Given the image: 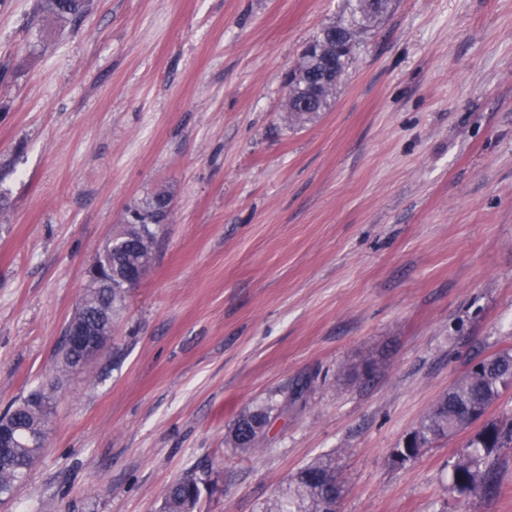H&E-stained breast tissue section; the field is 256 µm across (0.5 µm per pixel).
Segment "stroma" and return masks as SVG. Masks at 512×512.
Returning <instances> with one entry per match:
<instances>
[{
	"label": "stroma",
	"instance_id": "1",
	"mask_svg": "<svg viewBox=\"0 0 512 512\" xmlns=\"http://www.w3.org/2000/svg\"><path fill=\"white\" fill-rule=\"evenodd\" d=\"M0 0V412L58 380L45 446L0 512H262L331 459L337 512H512L461 496L465 428L391 453L474 362L512 351V0H391L330 106L288 74L349 0H92L56 23ZM172 211L113 340L59 375L106 239ZM272 407L259 450L245 409ZM272 408L256 407L242 412L230 434V441L235 448L256 451L265 439L264 427L268 425ZM188 474L172 483L163 495L161 512H194L201 494V487Z\"/></svg>",
	"mask_w": 512,
	"mask_h": 512
}]
</instances>
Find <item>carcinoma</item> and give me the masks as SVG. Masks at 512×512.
Returning <instances> with one entry per match:
<instances>
[{
  "mask_svg": "<svg viewBox=\"0 0 512 512\" xmlns=\"http://www.w3.org/2000/svg\"><path fill=\"white\" fill-rule=\"evenodd\" d=\"M372 6L371 2L354 0L352 16L359 17V20L353 24L361 26L363 22L387 12L389 0H383V7L378 11H371ZM88 7L87 0H40L38 5L42 14L57 22L76 17L86 12ZM317 71L318 67H311L309 86L294 89L298 106L289 109V114L297 120L323 111L336 90L332 85L325 90L313 91L311 86L317 82ZM163 195L165 192H157L143 210L134 212L133 220L141 225V232L131 231L112 252L105 256L97 254L95 262L105 260L112 265H131L151 261L157 246V234L152 225L163 221L157 215L159 197ZM126 297L127 291L123 288L91 285L84 291L76 318L92 322L96 306L103 305L111 309L112 320L115 321ZM59 354L64 370L86 363L82 351L65 340L61 341ZM484 364L489 366V370H481L476 365L448 389L411 432L413 441H406L403 447L393 449V462H398L400 454L415 460L423 451L424 444L448 437L450 431L457 432L481 420L502 391L512 387V351H502L486 359ZM50 399V391L38 388L12 404L3 414L14 430V448L10 461H0V499L13 494L44 448ZM271 412V407L262 406L241 413L230 434L232 445L241 450H258L265 439L264 427L268 425ZM511 446L512 421L483 424L454 457L451 489L458 490L460 483L470 487L472 493L494 488L498 477L494 466L496 454ZM337 490H342V483L335 470L326 461L318 459L295 472L285 491L270 499L263 512H314V507L329 502L331 494ZM200 494L201 487L194 480V474H188L167 488L160 512H194Z\"/></svg>",
  "mask_w": 512,
  "mask_h": 512,
  "instance_id": "1",
  "label": "carcinoma"
}]
</instances>
